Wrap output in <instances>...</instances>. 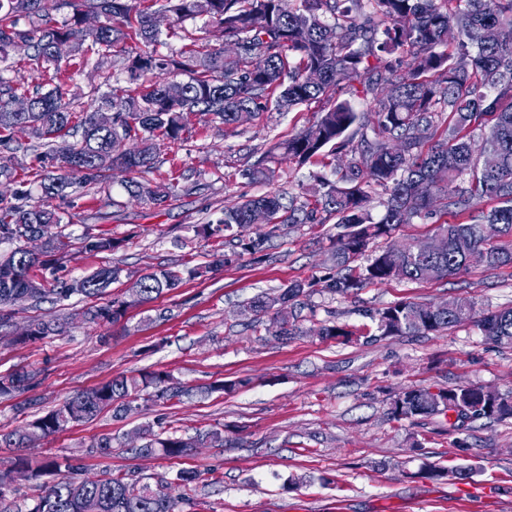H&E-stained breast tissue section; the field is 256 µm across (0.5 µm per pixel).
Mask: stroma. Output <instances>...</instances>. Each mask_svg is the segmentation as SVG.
Segmentation results:
<instances>
[{"mask_svg": "<svg viewBox=\"0 0 512 512\" xmlns=\"http://www.w3.org/2000/svg\"><path fill=\"white\" fill-rule=\"evenodd\" d=\"M121 71L119 59L89 60L68 89L78 102L90 104L106 92V74ZM320 110L311 103L272 111L239 128L194 116L191 140L160 146L164 163L154 178L177 186L166 206L129 199L120 172L111 195L85 187L77 191L78 207L53 200L71 238L90 227L120 242L108 253L72 249L64 276L120 267L123 274L110 291L123 297L146 269L208 264L220 244L196 236L193 227L224 206L279 190L310 198L316 176L331 175V168L313 161L290 164L270 183L248 181L241 171L311 124ZM336 233L332 223L289 225L272 239L266 262L244 259L212 271L130 307L104 328L83 321L92 301L79 295L63 302H18L16 326L36 317L59 322L62 331L35 343L0 335V375L36 376L30 390L0 396L2 432L44 416L74 394L144 370L168 371L191 387L216 380L239 387L174 406L151 404L119 420L105 412L24 448L2 445L0 473L9 474L21 458L40 462L55 455L74 458L81 478L127 471L172 478L194 470L201 477L185 512H512V419L455 423L441 416L389 415L394 396L410 388L512 390V345L470 327L382 337L370 317L396 302L434 305L451 296L473 299L485 309L512 307V265L474 264L445 279L368 283L347 295L315 292L303 297L297 311V336L285 342L257 339L240 314L241 304L318 274L330 262ZM324 324L352 335L322 338L317 330ZM157 424L185 436L219 429L224 444H205L177 459L134 455L138 430ZM104 433L117 437L118 445L105 454L90 452ZM431 466L461 468L465 475L433 480L424 475ZM292 477L300 484L290 491Z\"/></svg>", "mask_w": 512, "mask_h": 512, "instance_id": "1", "label": "stroma"}]
</instances>
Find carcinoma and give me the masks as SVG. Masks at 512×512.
Returning <instances> with one entry per match:
<instances>
[{
    "instance_id": "cac0c4a2",
    "label": "carcinoma",
    "mask_w": 512,
    "mask_h": 512,
    "mask_svg": "<svg viewBox=\"0 0 512 512\" xmlns=\"http://www.w3.org/2000/svg\"><path fill=\"white\" fill-rule=\"evenodd\" d=\"M66 11L62 20L53 12ZM169 19L166 39L183 42L164 54L154 16ZM96 28L85 27L89 15ZM204 18L207 44L197 43L186 22ZM456 29L455 50L448 51V30ZM32 50L29 61L42 81L8 62L18 43ZM64 42L69 53L55 47ZM240 47L238 66L224 69V43ZM123 59L120 80L91 110L79 109L66 88L72 57ZM186 79L179 80L177 76ZM357 81L372 96L370 114L354 110L337 92ZM31 100L28 112L13 110V100ZM325 102L318 118L243 169L253 182H269V166L307 162L342 154L339 178L319 180L313 200L274 192L224 208L208 224L194 226L206 238L233 242L231 254L214 253L208 266L160 267L139 275L125 299L108 297L122 269L101 266L80 277L60 275L71 250L70 237L50 232L63 218L54 199L75 206L78 184L109 191L112 170L128 174L122 183L131 198L161 207L175 192L173 183L150 178L160 168L159 143H182L192 133V117L235 128L264 112ZM112 110V126L95 124V113ZM448 120H442L443 113ZM492 125L477 141L474 130L486 117ZM34 140L23 144L16 134ZM28 171L33 178L19 173ZM0 330L14 326L12 298L29 295L38 302L49 295L62 302L74 295L106 302L84 312L87 322L105 327L127 309L150 302L201 278L212 267L248 257L266 260L269 242L289 224H326L336 220L332 266L321 276L296 281L278 294H265L243 305L250 325L284 341L297 335L295 302L321 286L347 294L366 282L393 279L426 281L470 267V257L484 255L483 266L512 265V0H0ZM491 202L489 208L481 207ZM383 214L374 219L375 206ZM268 214L265 229L245 236L253 213ZM463 216L448 222L447 215ZM416 219L438 222L427 240L402 249L371 253L369 245L389 237ZM36 230L46 238L43 257L24 251L21 233ZM116 239L89 230L79 249L104 253ZM38 269L41 275L32 274ZM371 318L382 336L440 333L471 325L498 343L512 345V308L477 314L476 303L456 296L436 305L398 302ZM59 332V325L30 319L16 333L19 342H36ZM34 375L18 372L0 378V395L27 389ZM194 389L173 382L170 373L151 370L119 376L78 393L46 415L0 434V443L22 446L26 433L42 426L52 435L96 419L105 411L124 418L142 405H175ZM457 420L512 419V391L458 386L431 391L408 389L391 403L395 420L447 416ZM141 456L179 458L198 443L224 445V433L196 437L175 431L138 432ZM51 471L57 481L29 512H181L189 501L174 495L171 483L151 484L133 474L109 473L96 479L75 477L67 457H54L36 472Z\"/></svg>"
}]
</instances>
